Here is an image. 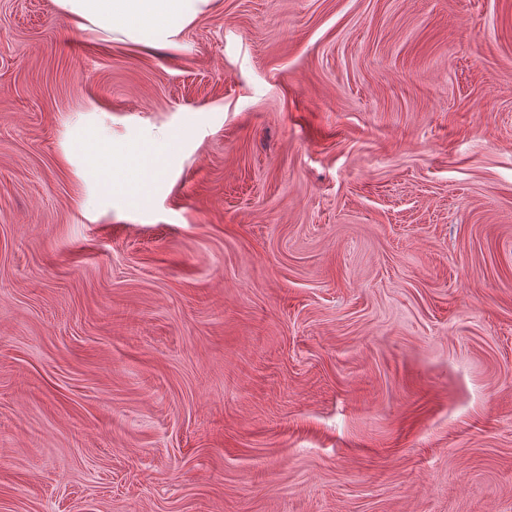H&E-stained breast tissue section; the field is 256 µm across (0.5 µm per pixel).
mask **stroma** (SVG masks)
Returning <instances> with one entry per match:
<instances>
[{"label": "stroma", "instance_id": "obj_1", "mask_svg": "<svg viewBox=\"0 0 512 512\" xmlns=\"http://www.w3.org/2000/svg\"><path fill=\"white\" fill-rule=\"evenodd\" d=\"M182 41L0 0V512H512V0ZM85 148L89 171L101 185L111 187L112 195L127 198L135 207L149 204L164 169L157 155L143 147H115L97 137L88 140Z\"/></svg>", "mask_w": 512, "mask_h": 512}]
</instances>
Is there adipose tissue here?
I'll list each match as a JSON object with an SVG mask.
<instances>
[{"instance_id": "1", "label": "adipose tissue", "mask_w": 512, "mask_h": 512, "mask_svg": "<svg viewBox=\"0 0 512 512\" xmlns=\"http://www.w3.org/2000/svg\"><path fill=\"white\" fill-rule=\"evenodd\" d=\"M77 29L134 45L181 49L183 30L208 14L214 0H54ZM87 166L101 185L147 206L162 173L157 155L138 147H117L93 138L85 145Z\"/></svg>"}]
</instances>
